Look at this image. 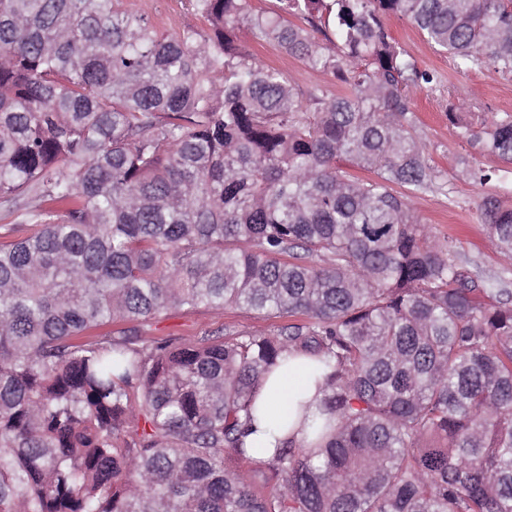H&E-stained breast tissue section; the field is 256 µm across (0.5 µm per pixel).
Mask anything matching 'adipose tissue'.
I'll list each match as a JSON object with an SVG mask.
<instances>
[{
    "label": "adipose tissue",
    "instance_id": "obj_1",
    "mask_svg": "<svg viewBox=\"0 0 512 512\" xmlns=\"http://www.w3.org/2000/svg\"><path fill=\"white\" fill-rule=\"evenodd\" d=\"M323 397L311 360L289 354L284 366L263 386L247 442L253 459L271 457L279 440H302L316 406Z\"/></svg>",
    "mask_w": 512,
    "mask_h": 512
}]
</instances>
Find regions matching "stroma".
<instances>
[{
    "instance_id": "stroma-1",
    "label": "stroma",
    "mask_w": 512,
    "mask_h": 512,
    "mask_svg": "<svg viewBox=\"0 0 512 512\" xmlns=\"http://www.w3.org/2000/svg\"><path fill=\"white\" fill-rule=\"evenodd\" d=\"M127 3L161 29L198 23L185 0H127ZM386 26L420 68L434 72L442 85L451 90L450 95L442 96L425 89L415 97L417 133L425 144L429 162L447 180L448 192L419 195L413 198L412 205L439 237L452 243L458 257L474 260L484 274H495L507 267L508 262L497 249L487 224L482 223L477 211L487 190L466 179L462 170L468 165L490 168L497 166L498 161L493 156L474 151L459 139L448 123L446 112L448 98L454 95L470 104L471 110L465 120L475 126L484 120L512 114V76L499 75L486 62L472 66L466 72H457L409 20L391 16L387 18ZM245 47L257 61L284 72L297 87L319 86L333 92L339 88L329 72L309 68L272 44L249 40ZM228 325L248 334H268L277 329L279 322L230 308L222 311L207 308L173 310L151 321L145 333L150 338L172 337L190 341Z\"/></svg>"
}]
</instances>
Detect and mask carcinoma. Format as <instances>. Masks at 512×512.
Here are the masks:
<instances>
[{
	"instance_id": "1",
	"label": "carcinoma",
	"mask_w": 512,
	"mask_h": 512,
	"mask_svg": "<svg viewBox=\"0 0 512 512\" xmlns=\"http://www.w3.org/2000/svg\"><path fill=\"white\" fill-rule=\"evenodd\" d=\"M0 0V512H512V279L411 198L442 189L409 19L464 71L512 75V0ZM348 91H302L240 36ZM448 122L512 175V115ZM356 167L367 179L350 175ZM478 210L512 261V207ZM286 318L145 337L171 310ZM324 396L309 443L244 438L284 355ZM128 7L160 29L195 26L199 22L184 0H126Z\"/></svg>"
}]
</instances>
